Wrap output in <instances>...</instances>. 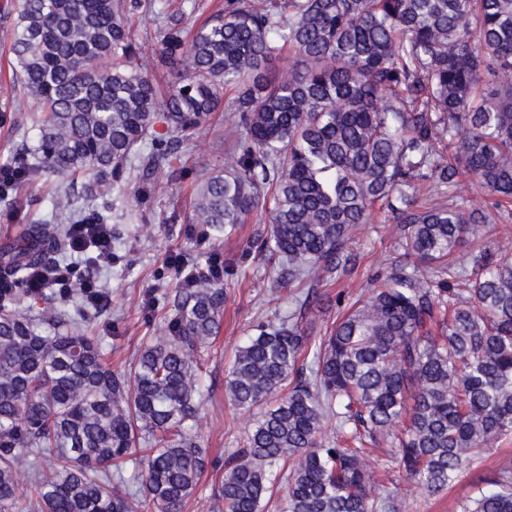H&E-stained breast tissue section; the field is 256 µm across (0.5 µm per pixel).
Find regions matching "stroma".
<instances>
[{"label": "stroma", "instance_id": "1", "mask_svg": "<svg viewBox=\"0 0 512 512\" xmlns=\"http://www.w3.org/2000/svg\"><path fill=\"white\" fill-rule=\"evenodd\" d=\"M12 0H0V164L10 160L21 141L16 130L28 126L25 95L10 84ZM232 104L214 113L206 129L183 148L180 176L158 174L143 181L132 177L127 192L111 220L113 242L110 265L94 269L103 285L106 301L99 310L89 309L80 297H71L68 311L73 325L100 337L113 365H129L146 341L161 335L166 326L169 295L177 282L166 265L169 254L182 255L188 263L205 265L210 257L224 264L228 297L224 324L212 345L199 359L204 409L195 432L212 468L202 477L200 489L186 512H220L212 496L215 465L240 447L251 414L235 410L224 392L225 371L253 325L278 322L292 309L294 295L307 291L306 283L273 291L276 257L261 247L267 234V218L254 217L235 229L218 234L193 223L196 188L205 176L224 167V136L233 128ZM57 183L43 174L21 185L8 198L0 199V243L12 240L22 225L48 213ZM395 230L382 210H374L354 244L359 254L355 272L338 281L319 285L327 305L313 310L316 335H323L336 318L331 302L337 293L348 301L364 298L377 285L381 268L395 257ZM507 461L512 462V444L488 449L474 471L442 494L429 496L409 482L404 473L393 472L387 486L410 512H457L459 500L471 496L479 479L491 476Z\"/></svg>", "mask_w": 512, "mask_h": 512}]
</instances>
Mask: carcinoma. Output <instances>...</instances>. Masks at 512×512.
<instances>
[{
	"instance_id": "1",
	"label": "carcinoma",
	"mask_w": 512,
	"mask_h": 512,
	"mask_svg": "<svg viewBox=\"0 0 512 512\" xmlns=\"http://www.w3.org/2000/svg\"><path fill=\"white\" fill-rule=\"evenodd\" d=\"M158 2L16 0L13 84L35 136L3 168L80 177L89 202L120 196L132 169L174 173L236 91L232 145L200 182L193 221L220 231L268 214L280 288L354 269L377 207L397 225V256L324 336L308 292L238 347L225 394L259 413L213 496L224 512H269L283 486V512H398L379 478L396 466L443 492L512 440V247L448 263L490 223L459 200L461 183L496 209L512 203V0H225L194 30ZM138 10L162 20L163 89L135 60ZM285 46L292 63L276 71ZM418 181L448 204H417ZM68 246L53 214L0 249V512L22 500L30 512H185L209 466L192 434L197 355L221 331L226 288L201 274L173 289L165 335L114 370L63 306L40 311L17 291ZM131 458V478L112 473ZM459 512H512V464Z\"/></svg>"
}]
</instances>
